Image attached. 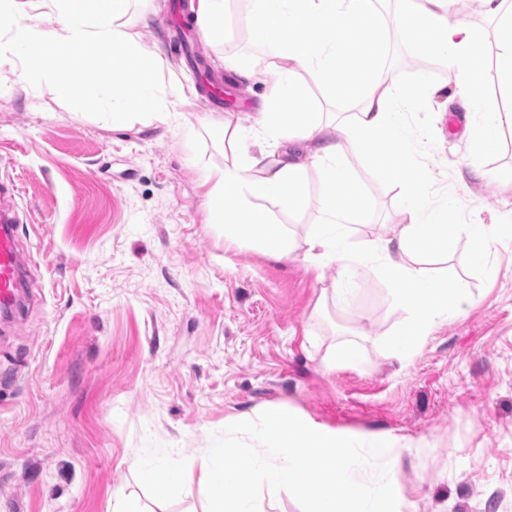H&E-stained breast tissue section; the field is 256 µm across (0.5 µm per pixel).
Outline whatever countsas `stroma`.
Wrapping results in <instances>:
<instances>
[{"mask_svg": "<svg viewBox=\"0 0 512 512\" xmlns=\"http://www.w3.org/2000/svg\"><path fill=\"white\" fill-rule=\"evenodd\" d=\"M191 0H134L128 20L142 47L164 61L178 116L170 124L122 127L81 113L49 86L28 93L0 83V181H13L21 224L26 297L0 326V512H205L203 487L185 485L172 503L154 500L133 463L148 443L198 464L240 414L287 409L328 432L379 436L391 444L389 473L403 489L398 512H512V232L493 248L497 277L472 266L468 226L512 209V126L471 168L464 125L441 121L461 77L416 55L379 0L378 66L392 85L427 75L432 95L412 112L431 128L429 164L459 197L441 264L465 273L475 298L440 324L407 362L386 341L403 314L389 284L368 268L350 311L327 287L336 270L283 262L225 241L205 205L208 171L236 153L203 119L251 126L282 70L276 52L249 35L248 0H228L224 39L196 31ZM487 56L486 90L502 108L496 23L464 9ZM252 60L238 77L224 60ZM304 107L350 119L352 96L327 98L304 73ZM344 156L366 198L373 237L402 221L398 175ZM306 203L288 211L265 201L275 223L303 240L321 218V176L305 170ZM354 340L358 363L328 370L334 344Z\"/></svg>", "mask_w": 512, "mask_h": 512, "instance_id": "obj_1", "label": "stroma"}]
</instances>
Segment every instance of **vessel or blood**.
I'll return each instance as SVG.
<instances>
[{
    "label": "vessel or blood",
    "instance_id": "vessel-or-blood-1",
    "mask_svg": "<svg viewBox=\"0 0 512 512\" xmlns=\"http://www.w3.org/2000/svg\"><path fill=\"white\" fill-rule=\"evenodd\" d=\"M20 222L14 190L0 182V312L15 306L22 286L17 226Z\"/></svg>",
    "mask_w": 512,
    "mask_h": 512
}]
</instances>
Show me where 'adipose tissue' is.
Returning a JSON list of instances; mask_svg holds the SVG:
<instances>
[{"instance_id":"ef3b65f1","label":"adipose tissue","mask_w":512,"mask_h":512,"mask_svg":"<svg viewBox=\"0 0 512 512\" xmlns=\"http://www.w3.org/2000/svg\"><path fill=\"white\" fill-rule=\"evenodd\" d=\"M250 33L259 44L273 47L288 65L271 86L255 125L228 128L223 120L207 124L217 136H230L238 156L224 169L208 174L206 206L224 236L241 245H256L278 260L293 258L296 246L287 225L270 220L264 201L296 209L305 202L306 166L319 171L324 193L323 219L305 239L302 259L314 268L332 265L336 278L331 292L349 307L364 277L366 262L380 264L389 281L393 308L404 314L387 343L390 358L403 361L420 348L435 328L458 316L474 302L468 283L447 284L425 261L426 254L447 247L448 219L458 207L452 193L434 195L431 173L423 158L426 130L408 121L417 102L428 96L426 77L414 88L385 85L375 66L381 42L376 33L372 0H250ZM459 0H399L404 35L415 51L435 52L448 70L462 80L448 100L449 112L463 113L472 142L471 159L480 162L498 141L503 125H512V110L501 111L485 94L486 55L476 31L458 8ZM485 13L498 24V77L512 91V0H482ZM355 72L358 110L342 123L303 109L299 74L319 75L328 97H335L340 71ZM352 143L373 163L399 175L397 208L403 217L388 238L363 240L353 250L354 225L341 216L350 204L364 219L367 202L345 165L344 145ZM501 225H470L471 260L489 274L497 269L491 248L499 227L512 226V211Z\"/></svg>"}]
</instances>
